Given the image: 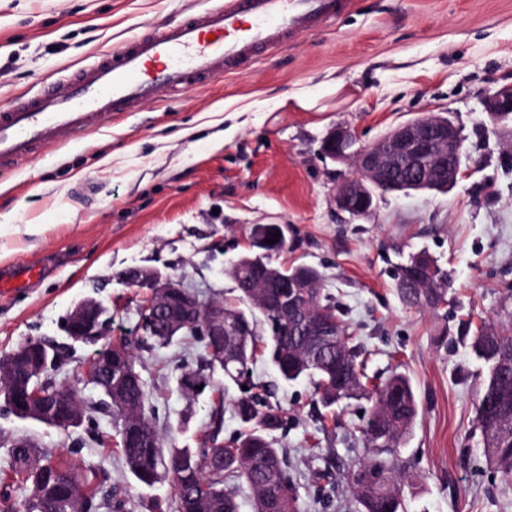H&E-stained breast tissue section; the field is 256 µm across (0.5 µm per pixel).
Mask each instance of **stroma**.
Here are the masks:
<instances>
[{
  "label": "stroma",
  "mask_w": 512,
  "mask_h": 512,
  "mask_svg": "<svg viewBox=\"0 0 512 512\" xmlns=\"http://www.w3.org/2000/svg\"><path fill=\"white\" fill-rule=\"evenodd\" d=\"M199 0H0V98L34 89L135 36L174 22ZM512 84V0H356L335 22L258 56L179 98L108 115L77 144L39 154L26 171L0 169V279L27 265L39 279L0 294V355L34 336L61 348L50 375L78 387L90 422L69 430L0 411V512H23L28 487L9 467L13 440L83 476L96 512L112 492L127 512H159L169 483L138 485L113 440L110 413L84 381L97 352L131 343L155 407L152 425L178 447L228 443L241 430V390L214 374L197 398L180 390L206 351L184 337L139 342L141 290L131 268L168 274L201 300L230 296V259L250 249L254 225L288 227L281 264L316 267L341 311L370 378L405 374L418 400L400 450L407 512H512V485L488 470L475 427L482 377L459 336L512 306V119L492 121L483 100ZM304 93L316 108L279 107ZM443 116L464 136L462 174L445 193L389 194L360 217L337 209L355 174L321 143L336 126L370 145L396 126ZM420 249L450 280L435 311L407 308L395 284L403 256ZM93 298L106 309V338L72 342L63 322ZM264 398L286 417L276 434L299 512H360L347 472L365 455L367 400L323 407L310 381L279 380L265 355L252 366ZM222 410V425L212 413Z\"/></svg>",
  "instance_id": "35a3bbf8"
}]
</instances>
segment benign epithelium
<instances>
[{
	"label": "benign epithelium",
	"instance_id": "obj_1",
	"mask_svg": "<svg viewBox=\"0 0 512 512\" xmlns=\"http://www.w3.org/2000/svg\"><path fill=\"white\" fill-rule=\"evenodd\" d=\"M484 111L494 119L512 116V85L497 88L484 101ZM356 136L345 127L331 129L322 142V152L339 161H351L357 176L342 184L335 196L336 207L354 216L369 212L374 203L372 187L388 183L391 191H446L454 187L461 175L462 136L448 118L427 116L412 119L384 135L371 146L353 148ZM135 288L146 290L143 314L159 315L166 336L204 320L211 336L210 351L224 358V337L232 327L224 318V304L217 299L207 302L179 281L150 268H133L122 276ZM255 288H280L276 270L266 267ZM69 336L75 341H91L105 335L108 320L96 300L79 302L69 315ZM38 372L34 366L14 358L8 390L26 413L42 415L64 428L69 427L72 410L39 387H29L28 380ZM86 377L104 383L112 392V352L92 362Z\"/></svg>",
	"mask_w": 512,
	"mask_h": 512
}]
</instances>
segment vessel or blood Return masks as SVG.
Returning a JSON list of instances; mask_svg holds the SVG:
<instances>
[{"instance_id":"1","label":"vessel or blood","mask_w":512,"mask_h":512,"mask_svg":"<svg viewBox=\"0 0 512 512\" xmlns=\"http://www.w3.org/2000/svg\"><path fill=\"white\" fill-rule=\"evenodd\" d=\"M352 0H201L174 23L154 24L66 78L0 103V166L21 171L37 151L80 140L109 113L135 112L234 73L344 13Z\"/></svg>"}]
</instances>
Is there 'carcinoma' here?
<instances>
[{
    "label": "carcinoma",
    "mask_w": 512,
    "mask_h": 512,
    "mask_svg": "<svg viewBox=\"0 0 512 512\" xmlns=\"http://www.w3.org/2000/svg\"><path fill=\"white\" fill-rule=\"evenodd\" d=\"M248 254L238 256L240 268L231 275L236 295L224 301L225 316H237L251 328L261 322L268 327L266 349L280 378L285 382L300 379L314 381L320 402L325 407L338 406L352 399L365 398L372 403L371 415L364 429L366 456L351 474V488L361 505V512H402L404 484L398 475V448L405 444L418 414V402L409 379L395 373L374 384L364 373L359 355L349 343L347 328L338 315L336 305L322 288L320 272L307 264L288 268L277 266L285 277L294 272L307 276L309 289L306 306L310 313L327 320L340 347L327 358V365L310 367L304 363L299 341L281 335L276 308L280 295L270 293L265 304L257 306L251 299L252 285L259 271L245 266ZM436 264L437 279L428 294L445 301L448 297V271ZM504 319L479 328L471 336L468 347L481 363L484 373L476 405V427L483 443L487 467L502 480L512 482V310H503ZM241 356L219 365L208 355V368L223 370L224 378L237 384L250 373L257 351L256 333L242 337ZM50 353V345L41 339L29 338L14 349L16 354L38 358L40 352ZM129 411L103 400L112 410L117 428V447L135 480L151 488L169 481L173 498L169 512H238L236 491L226 485L234 481L247 485L253 494V512H299L297 499L285 476V460L275 447L273 434L283 427L282 410L264 403L253 395L237 400L235 413L245 431L226 445L207 448H178L165 445L163 438L149 422L150 392L144 380L125 389ZM142 424L137 444L127 442L129 423ZM12 472L30 485L24 501V512H95L94 495L85 491L79 477L58 466L52 458L36 453L27 441L11 446Z\"/></svg>",
    "instance_id": "cac0c4a2"
}]
</instances>
